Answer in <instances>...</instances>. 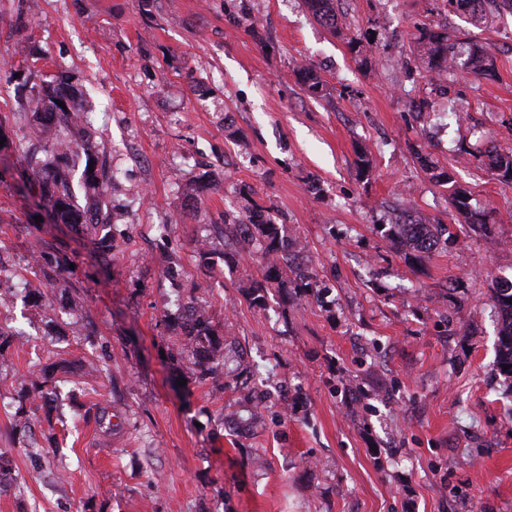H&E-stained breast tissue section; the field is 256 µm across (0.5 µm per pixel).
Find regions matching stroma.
<instances>
[{
    "label": "stroma",
    "mask_w": 512,
    "mask_h": 512,
    "mask_svg": "<svg viewBox=\"0 0 512 512\" xmlns=\"http://www.w3.org/2000/svg\"><path fill=\"white\" fill-rule=\"evenodd\" d=\"M16 7L0 0L9 138L24 79L78 87L121 179L101 258L87 231L47 220L24 160L0 149V322L14 333L0 348V512H512V388L490 298L512 279V181L466 151L478 134L512 150V13L337 0L331 30L303 0ZM424 27L487 50L494 76L435 82ZM307 64L326 96L302 83ZM446 170L480 223L451 208ZM255 203L311 292L286 272L253 305L264 255L239 256L224 227ZM406 209L448 227L435 250L389 237ZM36 245L54 261L33 275ZM188 307L224 342L204 378L183 351ZM59 360L55 379L84 396L58 393L15 426L33 366ZM101 408L121 430L98 428Z\"/></svg>",
    "instance_id": "stroma-1"
}]
</instances>
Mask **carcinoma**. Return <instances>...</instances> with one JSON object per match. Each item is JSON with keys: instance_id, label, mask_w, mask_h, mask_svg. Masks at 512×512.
Returning a JSON list of instances; mask_svg holds the SVG:
<instances>
[{"instance_id": "cac0c4a2", "label": "carcinoma", "mask_w": 512, "mask_h": 512, "mask_svg": "<svg viewBox=\"0 0 512 512\" xmlns=\"http://www.w3.org/2000/svg\"><path fill=\"white\" fill-rule=\"evenodd\" d=\"M478 2L479 8L470 11V15L481 19L494 0H445V6L452 11L467 10L472 2ZM308 9L323 24L331 29L337 28L336 0H304ZM419 47L430 70L438 73H452L460 60L470 71L478 76H490L494 71L492 56L483 49L470 48L461 51V43L452 42L448 34L423 29L417 36ZM302 80L308 90L314 94L323 91V81L316 70L310 67L302 69ZM64 106H59L58 102ZM87 99L83 91L69 86L63 88L52 81L30 87L28 110L24 117L28 120L34 136L44 142L43 159H26L28 170L39 190L40 199L51 207L54 219L62 224H87L92 229V244L100 252L112 249V214L103 210L101 203L106 195L111 175L106 163H98L93 157L94 144L90 131L84 126L80 113L86 110ZM86 156V163L79 180H74L75 169L68 160L79 154ZM488 160V165L500 176L512 180V152H502L491 145L480 150ZM437 177L450 185L449 200L458 213L467 217L470 209V191L456 185L451 173H439ZM247 228L251 236L241 240L248 244L256 238L266 243L267 270L265 280L276 281L282 277V264L287 261L290 251L280 234L279 225L267 220L265 209L254 207L246 216ZM448 231L442 224H425L405 219L390 226L389 234L397 245L407 253H428L439 243ZM491 298L500 316L498 335L497 371L509 382L512 388V281H497L492 288ZM187 349L195 354L206 352V365L202 366L201 377L214 372L222 364L224 342L211 331L206 314L198 315L190 324L186 334ZM509 369H504V366ZM30 386L32 393L45 398L50 380L46 373L34 371Z\"/></svg>"}]
</instances>
